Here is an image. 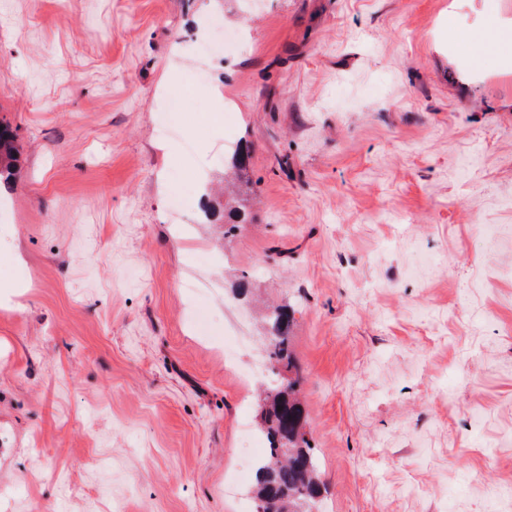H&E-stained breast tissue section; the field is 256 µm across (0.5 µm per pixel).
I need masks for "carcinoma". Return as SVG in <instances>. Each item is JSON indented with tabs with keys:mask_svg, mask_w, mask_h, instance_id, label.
<instances>
[{
	"mask_svg": "<svg viewBox=\"0 0 512 512\" xmlns=\"http://www.w3.org/2000/svg\"><path fill=\"white\" fill-rule=\"evenodd\" d=\"M16 161L15 134L5 127L0 130V174L10 172ZM291 320L286 305L271 307L266 313L271 331L268 357L277 380L260 396L261 425L269 448L255 466L256 512H311L309 504L316 503L322 493L319 461L306 438L299 378L282 376V370L296 369L288 334Z\"/></svg>",
	"mask_w": 512,
	"mask_h": 512,
	"instance_id": "carcinoma-1",
	"label": "carcinoma"
}]
</instances>
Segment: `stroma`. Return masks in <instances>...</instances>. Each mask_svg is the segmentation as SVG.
Returning <instances> with one entry per match:
<instances>
[{
  "label": "stroma",
  "instance_id": "1",
  "mask_svg": "<svg viewBox=\"0 0 512 512\" xmlns=\"http://www.w3.org/2000/svg\"><path fill=\"white\" fill-rule=\"evenodd\" d=\"M497 16L512 0H0V247L22 257L0 512H254V472L224 491L259 406L223 353L266 379L269 303L296 309L318 512H500L512 63L458 37ZM217 25L244 47L201 58ZM15 134L8 127L3 126L0 130V175L9 173L17 161L15 153Z\"/></svg>",
  "mask_w": 512,
  "mask_h": 512
}]
</instances>
